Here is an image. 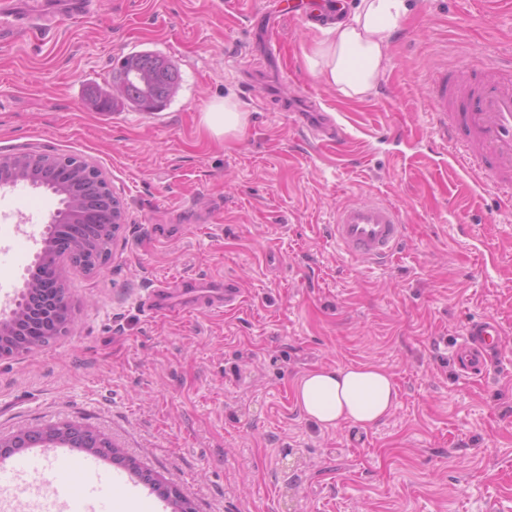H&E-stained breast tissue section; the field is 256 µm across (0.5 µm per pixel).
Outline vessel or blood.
Wrapping results in <instances>:
<instances>
[{
  "instance_id": "vessel-or-blood-1",
  "label": "vessel or blood",
  "mask_w": 512,
  "mask_h": 512,
  "mask_svg": "<svg viewBox=\"0 0 512 512\" xmlns=\"http://www.w3.org/2000/svg\"><path fill=\"white\" fill-rule=\"evenodd\" d=\"M29 10L16 14L0 37L26 33L43 40L48 0H27ZM479 78L439 68L432 72L431 102L438 129L434 143L448 154L451 175L465 174L488 180L512 194V57L484 53L478 57ZM306 128L322 143H340L345 133L325 118L310 120ZM407 225L399 208L376 198L341 206L336 211L334 236L349 256L373 263L391 257L406 237ZM241 294L234 282L207 278L191 282L189 289L162 282L147 292L145 305L156 314H191L239 304ZM499 321L486 316L467 324L453 351L462 376L480 375L488 359L502 344ZM40 472L49 482L39 484L45 499L63 501L67 512H112L114 493L134 492L125 477L103 470L96 460L72 457L64 449L56 453L34 451L0 463V479L16 481L19 475Z\"/></svg>"
}]
</instances>
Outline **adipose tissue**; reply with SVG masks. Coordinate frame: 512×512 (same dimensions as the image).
<instances>
[{"instance_id": "1", "label": "adipose tissue", "mask_w": 512, "mask_h": 512, "mask_svg": "<svg viewBox=\"0 0 512 512\" xmlns=\"http://www.w3.org/2000/svg\"><path fill=\"white\" fill-rule=\"evenodd\" d=\"M406 12V0H360L305 50L309 72L345 97L369 95L384 71L389 41ZM203 123L218 137L240 134L246 114L228 97L204 112ZM397 399L392 375L371 364L321 367L295 386L298 407L327 428L344 422L374 425L389 414Z\"/></svg>"}]
</instances>
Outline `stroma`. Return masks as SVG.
<instances>
[{"label": "stroma", "instance_id": "1", "mask_svg": "<svg viewBox=\"0 0 512 512\" xmlns=\"http://www.w3.org/2000/svg\"><path fill=\"white\" fill-rule=\"evenodd\" d=\"M267 0H93L45 43L0 46V157L76 155L123 210L96 270L66 267L76 315L41 351L0 360V434L73 422L100 432L196 512H512V202L428 159L429 74L487 48L512 53V0H409L375 90L350 99L313 77L320 31L283 18L269 63L250 32ZM153 52L178 69L164 108L94 110L117 60ZM311 97L344 124L314 145L282 108ZM233 98L243 134L203 112ZM381 197L408 220L394 256H345L337 208ZM60 206L46 189L0 195L25 217L0 279L20 289L33 234ZM235 278V309L179 318L143 305L170 277ZM504 336L478 377L452 353L467 323ZM369 363L398 385L379 423L323 428L294 386L320 367Z\"/></svg>", "mask_w": 512, "mask_h": 512}]
</instances>
